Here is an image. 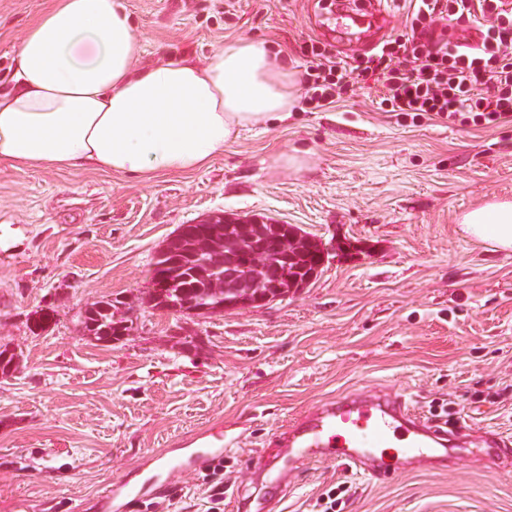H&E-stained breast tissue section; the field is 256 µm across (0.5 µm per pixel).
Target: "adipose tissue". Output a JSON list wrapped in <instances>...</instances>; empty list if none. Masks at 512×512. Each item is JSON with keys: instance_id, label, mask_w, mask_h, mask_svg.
Listing matches in <instances>:
<instances>
[{"instance_id": "ef3b65f1", "label": "adipose tissue", "mask_w": 512, "mask_h": 512, "mask_svg": "<svg viewBox=\"0 0 512 512\" xmlns=\"http://www.w3.org/2000/svg\"><path fill=\"white\" fill-rule=\"evenodd\" d=\"M141 50L123 0H54L14 49L12 86L0 92V164L148 181L206 166L241 129L285 120L297 104V73L259 42L146 68ZM459 224L512 253V200L475 206Z\"/></svg>"}]
</instances>
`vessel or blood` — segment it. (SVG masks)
Wrapping results in <instances>:
<instances>
[{
	"mask_svg": "<svg viewBox=\"0 0 512 512\" xmlns=\"http://www.w3.org/2000/svg\"><path fill=\"white\" fill-rule=\"evenodd\" d=\"M224 439L220 423L184 437L182 453L171 456L165 466L205 467L223 454ZM463 439L460 429L418 415L403 395L355 391L314 406L273 433L268 445L297 459L334 458L383 483L397 470L428 468L448 458ZM481 444L490 465L512 455V446L499 434L485 433ZM156 463V457H149L132 475L108 485L93 499L91 512H112L119 501L161 490Z\"/></svg>",
	"mask_w": 512,
	"mask_h": 512,
	"instance_id": "b4317fda",
	"label": "vessel or blood"
}]
</instances>
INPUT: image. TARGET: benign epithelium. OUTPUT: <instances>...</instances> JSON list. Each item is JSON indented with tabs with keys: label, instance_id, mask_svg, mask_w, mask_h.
Here are the masks:
<instances>
[{
	"label": "benign epithelium",
	"instance_id": "1",
	"mask_svg": "<svg viewBox=\"0 0 512 512\" xmlns=\"http://www.w3.org/2000/svg\"><path fill=\"white\" fill-rule=\"evenodd\" d=\"M208 227L197 234L189 225L160 248L159 259L171 258L177 267L186 256L198 266L209 295L182 297L176 310L189 315H207L245 307H263L281 298V261L293 256L301 233L293 231L272 238L266 221H242L216 214L202 221Z\"/></svg>",
	"mask_w": 512,
	"mask_h": 512
}]
</instances>
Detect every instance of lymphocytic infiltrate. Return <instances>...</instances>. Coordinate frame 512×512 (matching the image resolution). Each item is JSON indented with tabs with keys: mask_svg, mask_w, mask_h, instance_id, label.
<instances>
[{
	"mask_svg": "<svg viewBox=\"0 0 512 512\" xmlns=\"http://www.w3.org/2000/svg\"><path fill=\"white\" fill-rule=\"evenodd\" d=\"M403 29L363 58L346 61L312 48L305 62L308 102L334 104L350 86L373 80L383 111L452 119L485 128L512 122V0H408ZM479 23L468 47L434 36L433 18Z\"/></svg>",
	"mask_w": 512,
	"mask_h": 512,
	"instance_id": "1",
	"label": "lymphocytic infiltrate"
}]
</instances>
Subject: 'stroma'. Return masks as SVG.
Listing matches in <instances>:
<instances>
[{"label": "stroma", "instance_id": "obj_1", "mask_svg": "<svg viewBox=\"0 0 512 512\" xmlns=\"http://www.w3.org/2000/svg\"><path fill=\"white\" fill-rule=\"evenodd\" d=\"M142 63L204 58L242 38L304 73L309 41L350 61L372 49L360 0H126ZM49 0H0V79ZM353 86L335 107L298 100L287 121L243 129L207 166L147 182L0 165V512H86L108 483L220 422L224 512L257 494L264 442L340 392L392 391L421 416L473 430L467 450L384 484L330 459L293 472L272 512H512V458L488 469L477 433L512 440V254L459 231L462 212L512 199V123L483 128L378 110ZM299 154L302 164L286 158ZM223 212L296 226L329 254L307 288L263 307L191 318L152 307L151 263L178 229ZM125 301L134 328L79 335L87 303ZM53 318L35 329L34 311ZM169 512H206L192 469Z\"/></svg>", "mask_w": 512, "mask_h": 512}]
</instances>
